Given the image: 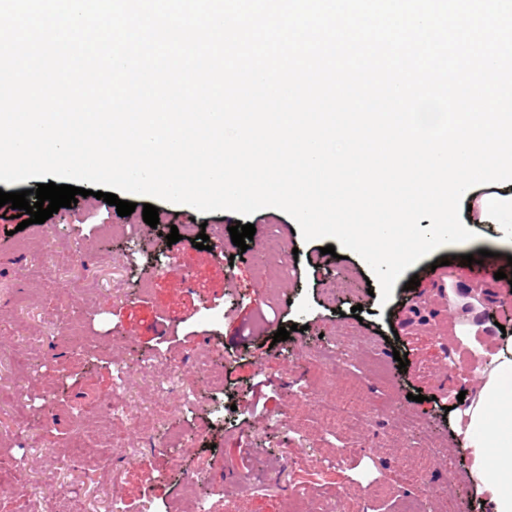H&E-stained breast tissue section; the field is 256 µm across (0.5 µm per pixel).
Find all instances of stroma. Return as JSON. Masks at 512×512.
Instances as JSON below:
<instances>
[{"instance_id":"stroma-1","label":"stroma","mask_w":512,"mask_h":512,"mask_svg":"<svg viewBox=\"0 0 512 512\" xmlns=\"http://www.w3.org/2000/svg\"><path fill=\"white\" fill-rule=\"evenodd\" d=\"M159 208L153 228L141 212L121 217L90 195L21 230L0 207V439L19 479L20 512H170L189 484L201 512H323L330 503L338 512H401L410 502L418 512H484L470 456L444 416L460 392L476 388L481 358L455 337L463 310L443 301L427 272L446 261L458 294L477 295L484 322H503L512 335V318L501 316L512 284L457 275L460 255L502 248V227L420 259L384 304L368 294L372 271L358 254L340 246L321 254L322 240L305 241L280 209L250 216L256 233L244 253L229 233L238 214L167 201ZM190 217L204 225L209 249L168 244L172 226ZM271 237L298 251L278 273L248 257ZM414 276L419 286L407 289ZM341 279L349 288L325 300L324 288ZM281 327L290 337L274 341ZM333 345L346 365L322 371L316 356ZM397 352L408 357L406 371ZM141 358L162 370L116 388L117 367ZM201 358L223 369L222 387L209 386ZM184 388L194 402H181ZM302 388L316 403H299ZM416 392L424 402L413 401ZM116 393L125 406L117 415L104 403ZM326 403L375 413L348 423L325 415ZM399 413L416 421L412 438L398 437ZM135 417L149 420V435ZM104 421L105 439L97 435ZM78 439L112 468L113 481L87 465L46 464ZM434 443L448 456L413 480V463ZM343 448L344 464L327 469ZM452 470L460 481L447 497ZM380 482L389 492L371 494Z\"/></svg>"}]
</instances>
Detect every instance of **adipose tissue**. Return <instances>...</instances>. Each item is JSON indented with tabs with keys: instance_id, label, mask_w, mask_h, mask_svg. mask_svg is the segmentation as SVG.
<instances>
[{
	"instance_id": "obj_1",
	"label": "adipose tissue",
	"mask_w": 512,
	"mask_h": 512,
	"mask_svg": "<svg viewBox=\"0 0 512 512\" xmlns=\"http://www.w3.org/2000/svg\"><path fill=\"white\" fill-rule=\"evenodd\" d=\"M456 336L482 358L480 385L453 418L471 459L470 479L489 512H512V336L483 342V327L456 322Z\"/></svg>"
}]
</instances>
